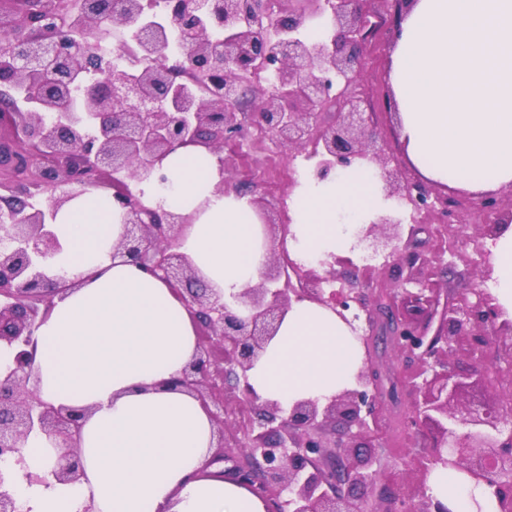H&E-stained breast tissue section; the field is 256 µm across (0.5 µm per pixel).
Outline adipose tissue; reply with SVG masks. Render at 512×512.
Here are the masks:
<instances>
[{
	"mask_svg": "<svg viewBox=\"0 0 512 512\" xmlns=\"http://www.w3.org/2000/svg\"><path fill=\"white\" fill-rule=\"evenodd\" d=\"M400 142L426 179L473 194L512 185V0H407L391 54ZM139 187L144 205L192 216L181 250L223 300L259 283L268 261L264 228L247 198L222 195L215 156L179 149ZM373 171L355 164L291 196V258L348 253L354 226L382 210ZM54 230L51 275L73 280L35 332L40 398L86 410L78 453L86 478L31 483L59 454L42 433L23 443L24 465L6 464L26 512H267L265 502L210 464L214 427L201 401L170 385L197 347L188 311L169 285L112 259L126 227L110 199L90 190L66 204ZM492 289L512 318V224L488 244ZM360 344L330 309L292 303L249 372L261 398L288 407L327 402L350 389ZM432 494L451 512H499L490 488L454 469H434Z\"/></svg>",
	"mask_w": 512,
	"mask_h": 512,
	"instance_id": "ef3b65f1",
	"label": "adipose tissue"
}]
</instances>
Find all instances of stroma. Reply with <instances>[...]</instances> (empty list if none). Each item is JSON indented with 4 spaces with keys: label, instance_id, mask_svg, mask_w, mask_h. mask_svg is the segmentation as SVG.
<instances>
[{
    "label": "stroma",
    "instance_id": "35a3bbf8",
    "mask_svg": "<svg viewBox=\"0 0 512 512\" xmlns=\"http://www.w3.org/2000/svg\"><path fill=\"white\" fill-rule=\"evenodd\" d=\"M372 33L367 53L362 60L361 80L355 91L362 96L370 114L371 127L394 166L413 181L422 176L409 164L399 141L396 119L384 111L382 103L391 93L389 80L390 45L396 33L399 12L395 0H367ZM312 165L305 153L289 150L274 137L258 140L249 152L225 150L224 177L230 185L247 184L249 197L260 199L262 208L276 220H288V201L301 177L309 176ZM432 194L460 202L453 223H445L439 210H415L399 197L387 198V208L395 210L403 224L422 227L418 249L435 273V283L442 294L455 300L471 289L481 287L479 269L489 266L486 241L477 239V225L490 223L492 214L483 211L474 194L451 187L432 186ZM410 414L408 403H384L380 435L375 454L384 477L406 492L429 494L430 488L416 465L428 453L426 436L406 425Z\"/></svg>",
    "mask_w": 512,
    "mask_h": 512
}]
</instances>
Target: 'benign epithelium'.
Wrapping results in <instances>:
<instances>
[{
	"mask_svg": "<svg viewBox=\"0 0 512 512\" xmlns=\"http://www.w3.org/2000/svg\"><path fill=\"white\" fill-rule=\"evenodd\" d=\"M309 11L279 16L274 27L263 23L264 0H164L163 23L152 20L155 0H80L81 26L58 36L53 20L29 6L0 14V126L12 142L0 143V346L14 351L13 367L0 378V462H23L22 444L34 431L54 439L64 452L52 475L60 482L85 478L77 448L84 412L56 407L37 394L34 379V333L56 295L74 286L46 272L61 249L53 230L59 209L101 184L122 183L113 197L126 230L112 252L166 281L203 331L196 352L181 377L170 384L196 395L207 408L216 431L214 462H229L233 480L268 502L281 494V512H377L378 500L400 503L405 512H451L432 496L419 504L380 479V465L370 452L380 428L377 393L379 371L366 362L356 388L327 403L307 399L285 409L254 393L248 372L275 336L294 301L323 305L341 318L357 338L346 312L352 305L371 317L368 334L378 330V300L368 284L375 268H362L355 280L339 281L335 266L348 257L323 260V273L292 260L284 247L288 224L263 222L271 253L259 285L222 301L215 289L193 288L198 279L180 240L191 217L149 208L130 182L161 169L179 148L204 147L218 156L243 137L239 119L242 84L271 72L273 91L260 95L252 112L254 126L298 151L316 158L311 177L324 181L339 170L364 161L375 165L386 196L408 199L417 209H433L445 200L430 197L390 167L391 159L375 145L364 100L351 88L361 76V57L369 27L363 0H314ZM327 17L331 35H304L314 20ZM134 32V46L144 63L115 65L100 51L108 32ZM98 84L79 98L80 112L69 111V86L87 76ZM336 104V119L322 112ZM480 206L497 214L493 224H478L481 239L494 238L512 223L505 212L482 198ZM356 248L394 257L413 268L421 254L409 249L415 229L404 233L396 215L384 211L355 233ZM402 297L414 310L428 312L419 326L394 318L395 356L415 370L409 392L411 427L430 435V453L418 463L422 474L443 467L468 475L475 485L493 489L500 512H512V403L467 389L487 379L479 362L460 371L448 369V357L465 350L474 355L509 340L512 320L491 293L473 292L457 303L440 302L432 280L407 276ZM441 370H436V367ZM238 391L247 418L228 429L224 420L225 385ZM240 449V456L224 454ZM359 487L352 498L342 487ZM0 512H20L0 471Z\"/></svg>",
	"mask_w": 512,
	"mask_h": 512,
	"instance_id": "1",
	"label": "benign epithelium"
}]
</instances>
